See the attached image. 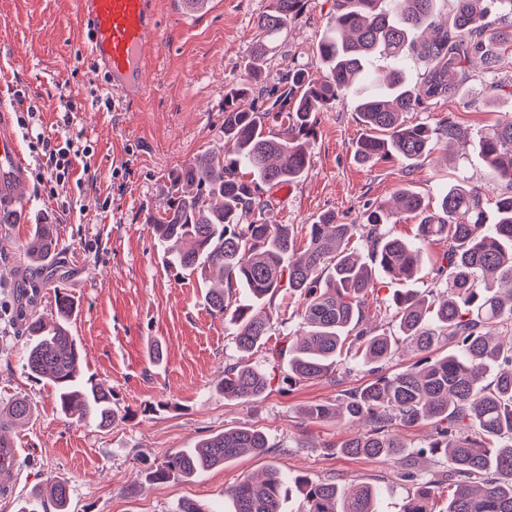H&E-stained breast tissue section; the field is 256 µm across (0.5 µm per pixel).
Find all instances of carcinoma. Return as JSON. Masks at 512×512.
<instances>
[{
  "mask_svg": "<svg viewBox=\"0 0 512 512\" xmlns=\"http://www.w3.org/2000/svg\"><path fill=\"white\" fill-rule=\"evenodd\" d=\"M435 2L336 0L329 31L316 49L323 79L315 82L306 69L294 67L266 90L260 85L262 67L308 3L270 0L254 24L246 79L224 93V146L172 173L167 208L147 216L146 223L169 267L197 272L208 283L207 307L214 315L230 316L240 351L250 352L270 339L272 317L255 311L256 306L274 305L284 288L304 297L298 329L272 348L273 354L288 357L290 385L332 376L343 353L378 365L406 341L423 354L411 369L379 374L346 392L342 409L312 404L303 410L311 421L346 416L369 421L372 428L346 441L342 452L386 457L401 467L406 446L396 429L434 428L432 441L413 454L440 457L448 469L404 472L417 490L400 512H512V338L505 341L494 333L497 327L512 331V115L480 136L489 183L502 190L493 210L481 191L463 180L448 186L435 213L403 186L395 201L419 218L414 238L384 233L390 214L379 204L364 224H339L333 214L319 217L308 226L301 251L289 225L263 219L262 186L292 183L307 173V144L317 112L352 90L372 58L389 60L393 68L383 87L359 91L357 112L367 130L357 146L363 162L395 157L411 163L430 155L443 139L464 140V129L451 117L432 129L407 124L403 113L454 98L477 56L490 87L512 88V75L502 68V60L512 58V0H455L444 21L436 19ZM418 50L431 65L412 84L405 66ZM251 93L261 96V109L241 106ZM356 236L365 241L366 261L350 248ZM435 242L445 244L436 291L396 290L393 317L399 334L377 332L364 308L376 275L410 280ZM22 250L34 275L59 258L53 225H34ZM75 311L74 301L62 296L57 321L30 318L25 366L32 377L46 380L65 417L106 429L118 416L111 392L84 378L80 369V349L67 328ZM441 336L452 349L433 358L429 353ZM493 366L494 378L487 383ZM220 389L226 399L256 400L266 391L267 379L241 361L224 367ZM31 414L30 403L17 398L0 417V426ZM270 449L260 429H229L169 455L152 478L193 475ZM290 482L302 492L303 512H377V492L370 485L346 494L334 481L290 479L275 469L260 482L246 478L228 490L233 512H281L283 489ZM440 487L448 489V500L438 511L434 493ZM46 491L56 512H67L68 482L53 476Z\"/></svg>",
  "mask_w": 512,
  "mask_h": 512,
  "instance_id": "cac0c4a2",
  "label": "carcinoma"
}]
</instances>
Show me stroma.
Listing matches in <instances>:
<instances>
[{
    "instance_id": "obj_1",
    "label": "stroma",
    "mask_w": 512,
    "mask_h": 512,
    "mask_svg": "<svg viewBox=\"0 0 512 512\" xmlns=\"http://www.w3.org/2000/svg\"><path fill=\"white\" fill-rule=\"evenodd\" d=\"M160 2L165 37L147 52V89L116 101L110 78L92 66L76 0H0V106L33 109L40 132L77 138L91 153L89 166L72 171L78 188L53 197L31 184L11 224L0 227V412L19 396L32 407L31 418L11 432L23 453L16 492L0 497V512H46L51 503L39 490L55 475L69 483V512H179L188 500L230 512L227 491L271 468L329 479L347 491L372 485L379 512H399L411 487L400 467L342 454L357 425L302 415L308 405L338 403L344 390L373 381L370 367L343 357L335 379L292 386L286 360L263 346L249 356L268 381L260 399L227 400L217 390L225 365L241 358L233 327L209 312L199 275L166 266L146 218L163 209L173 172L223 146L224 93L244 77L254 22L269 0H212L205 13L186 11L180 0ZM335 10L336 0H310L265 64L266 83L294 66L319 76L315 49ZM19 89L26 93L21 102L14 96ZM484 96L485 79L476 76L454 99L406 113L408 123L433 127L451 117L468 132L466 143L439 144L412 166L397 159L360 163L355 148L366 130L357 98L336 99L318 114L305 176L264 189L267 223L292 225L301 241L328 212L344 224L364 223L404 185L433 211L455 181L485 189L478 139L512 113V94L491 104ZM67 97L73 112L66 123ZM44 222L55 226L63 267L43 288L38 314L54 321L59 296L74 300L78 313L69 329L83 373L111 389L122 416L107 429L71 423L51 390L23 368L26 337L12 311L13 272L26 268L21 246ZM234 428L263 430L271 452L191 478L152 479L168 455Z\"/></svg>"
}]
</instances>
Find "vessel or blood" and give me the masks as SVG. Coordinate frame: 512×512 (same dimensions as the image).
<instances>
[{"instance_id": "1", "label": "vessel or blood", "mask_w": 512, "mask_h": 512, "mask_svg": "<svg viewBox=\"0 0 512 512\" xmlns=\"http://www.w3.org/2000/svg\"><path fill=\"white\" fill-rule=\"evenodd\" d=\"M156 0H79L80 16L95 61L112 75V91L143 92L152 65L145 47L159 28ZM29 169L17 147L12 117L0 107V205L15 206L28 185ZM14 441L0 443V493L16 481Z\"/></svg>"}]
</instances>
